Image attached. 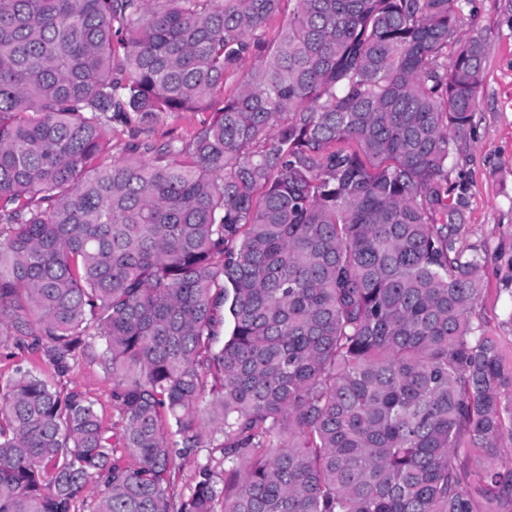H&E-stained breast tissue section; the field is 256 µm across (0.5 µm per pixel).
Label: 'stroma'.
Masks as SVG:
<instances>
[{"mask_svg":"<svg viewBox=\"0 0 512 512\" xmlns=\"http://www.w3.org/2000/svg\"><path fill=\"white\" fill-rule=\"evenodd\" d=\"M465 12L472 18L473 31L490 33L492 43L473 125L448 161V200L460 212V246L481 258L484 289L469 319L497 340L502 363L512 370V0H470ZM209 118L206 112L163 114L145 123L144 129L153 139H181ZM19 367L35 368L49 382L79 388L95 400L105 424L116 422L112 383L90 360L81 361L60 379L50 365L0 347V380L13 376ZM204 463L210 465L214 478H222L220 452L202 448L197 455L177 461L170 479L175 499L191 495L199 479L198 467Z\"/></svg>","mask_w":512,"mask_h":512,"instance_id":"1","label":"stroma"}]
</instances>
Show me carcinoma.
Returning a JSON list of instances; mask_svg holds the SVG:
<instances>
[{
  "mask_svg": "<svg viewBox=\"0 0 512 512\" xmlns=\"http://www.w3.org/2000/svg\"><path fill=\"white\" fill-rule=\"evenodd\" d=\"M281 2L0 0V345L91 359L118 416L0 382V512H78L89 485L91 512L512 504V468L472 486L459 456L512 441L448 204L490 37L456 38L463 0H293L218 97ZM201 111L185 141L131 126ZM206 438L222 486L202 465L175 503ZM293 8V3L282 2L281 11L268 21L261 32V41L270 45L275 41L281 27L288 21V15ZM197 455L188 459L177 460L171 474V493L178 501L191 495L196 482L199 480V464H210L214 479L221 482L224 470V462L219 451L213 448H200Z\"/></svg>",
  "mask_w": 512,
  "mask_h": 512,
  "instance_id": "obj_1",
  "label": "carcinoma"
}]
</instances>
